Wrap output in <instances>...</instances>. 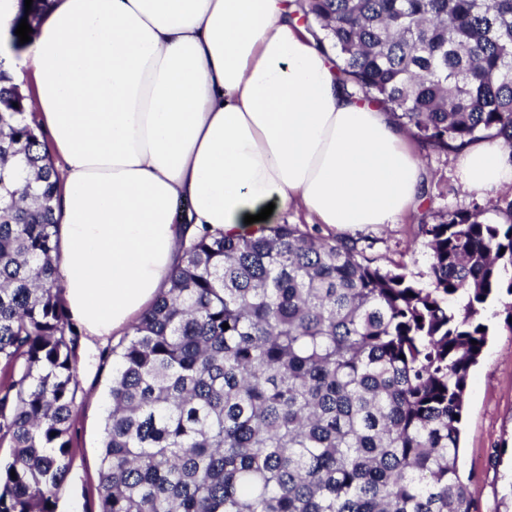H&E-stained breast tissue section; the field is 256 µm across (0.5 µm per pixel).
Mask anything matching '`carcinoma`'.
<instances>
[{
    "instance_id": "1",
    "label": "carcinoma",
    "mask_w": 512,
    "mask_h": 512,
    "mask_svg": "<svg viewBox=\"0 0 512 512\" xmlns=\"http://www.w3.org/2000/svg\"><path fill=\"white\" fill-rule=\"evenodd\" d=\"M293 5L339 82L423 147L495 138L512 161V0ZM58 179L1 70L0 512H54L70 466L79 331L61 303ZM421 233L430 288L295 224L182 243L112 348L99 512H478L460 424L483 313L512 297V198Z\"/></svg>"
}]
</instances>
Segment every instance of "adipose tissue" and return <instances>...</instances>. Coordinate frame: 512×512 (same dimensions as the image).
I'll return each instance as SVG.
<instances>
[{"label":"adipose tissue","instance_id":"ef3b65f1","mask_svg":"<svg viewBox=\"0 0 512 512\" xmlns=\"http://www.w3.org/2000/svg\"><path fill=\"white\" fill-rule=\"evenodd\" d=\"M17 79L51 140L62 297L93 352L167 286L179 240L304 209L395 224L427 175L391 112L353 97L288 0H51ZM479 195L512 186L497 139L457 153Z\"/></svg>","mask_w":512,"mask_h":512}]
</instances>
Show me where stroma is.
<instances>
[{"instance_id":"35a3bbf8","label":"stroma","mask_w":512,"mask_h":512,"mask_svg":"<svg viewBox=\"0 0 512 512\" xmlns=\"http://www.w3.org/2000/svg\"><path fill=\"white\" fill-rule=\"evenodd\" d=\"M416 153L430 174L424 205L407 212L399 223L372 225L347 233L317 223L303 212L282 213L278 221L326 238L340 236L356 241L371 265H401L420 287L431 285L430 255L419 225L435 214L487 206L484 198L466 193L451 154L424 148ZM489 336L473 368L462 420L460 463L470 476V491L479 512H512V317L503 303L490 306L485 315ZM79 388L71 430L73 457L56 495L55 512H98L96 487L103 446L104 425L111 406L110 387L116 359L111 347L97 359L76 357Z\"/></svg>"}]
</instances>
